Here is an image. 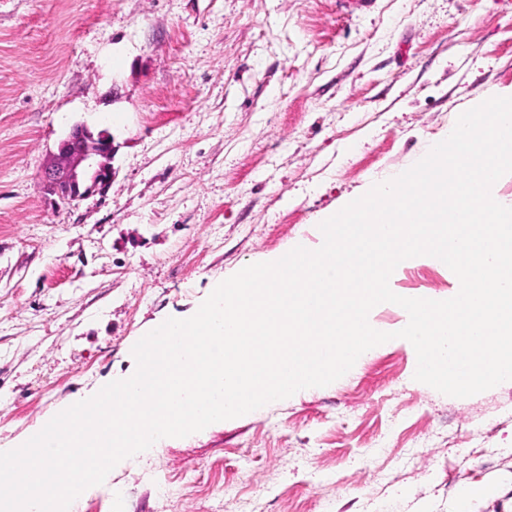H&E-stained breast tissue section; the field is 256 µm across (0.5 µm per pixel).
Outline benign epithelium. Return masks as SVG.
Masks as SVG:
<instances>
[{"instance_id":"1","label":"benign epithelium","mask_w":512,"mask_h":512,"mask_svg":"<svg viewBox=\"0 0 512 512\" xmlns=\"http://www.w3.org/2000/svg\"><path fill=\"white\" fill-rule=\"evenodd\" d=\"M116 151L109 132H96L86 124L74 125L46 169L42 189L64 203L105 193L112 180Z\"/></svg>"}]
</instances>
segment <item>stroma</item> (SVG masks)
<instances>
[{
  "mask_svg": "<svg viewBox=\"0 0 512 512\" xmlns=\"http://www.w3.org/2000/svg\"><path fill=\"white\" fill-rule=\"evenodd\" d=\"M512 92V0H0V450L135 367L214 280L323 243L324 213ZM109 130L105 196L40 177L70 127ZM405 296L453 297L418 259ZM394 338L336 383L122 460L110 512H512V385L455 398ZM480 431L486 445L468 438ZM490 492L487 485L466 483L459 489L456 512H471L473 502L486 497Z\"/></svg>",
  "mask_w": 512,
  "mask_h": 512,
  "instance_id": "1",
  "label": "stroma"
}]
</instances>
